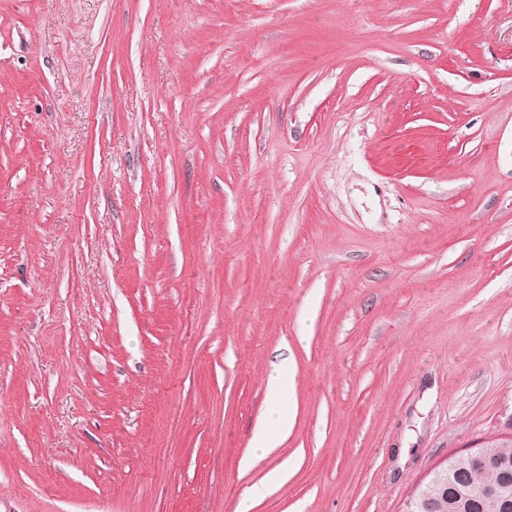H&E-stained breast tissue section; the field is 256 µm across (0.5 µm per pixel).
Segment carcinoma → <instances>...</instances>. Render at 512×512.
Segmentation results:
<instances>
[{"instance_id":"cac0c4a2","label":"carcinoma","mask_w":512,"mask_h":512,"mask_svg":"<svg viewBox=\"0 0 512 512\" xmlns=\"http://www.w3.org/2000/svg\"><path fill=\"white\" fill-rule=\"evenodd\" d=\"M485 451L490 458L500 460L498 468L475 470L459 457L454 469L434 474L410 501L408 512H427L426 503L434 497L440 500V507L432 512H512V496L478 495L483 489L512 481V440L489 442Z\"/></svg>"}]
</instances>
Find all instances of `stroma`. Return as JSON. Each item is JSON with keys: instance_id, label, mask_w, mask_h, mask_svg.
I'll return each instance as SVG.
<instances>
[{"instance_id": "obj_1", "label": "stroma", "mask_w": 512, "mask_h": 512, "mask_svg": "<svg viewBox=\"0 0 512 512\" xmlns=\"http://www.w3.org/2000/svg\"><path fill=\"white\" fill-rule=\"evenodd\" d=\"M510 433L512 0H0V512H406ZM288 374V361L284 360L276 365L267 382V394L274 405L281 404L286 397L285 377ZM288 417H279L274 421H263L255 430L253 458H262L274 451L288 437L291 430ZM288 477L286 464L271 471L265 479L251 485L239 499L234 512H252L255 507L277 486Z\"/></svg>"}]
</instances>
